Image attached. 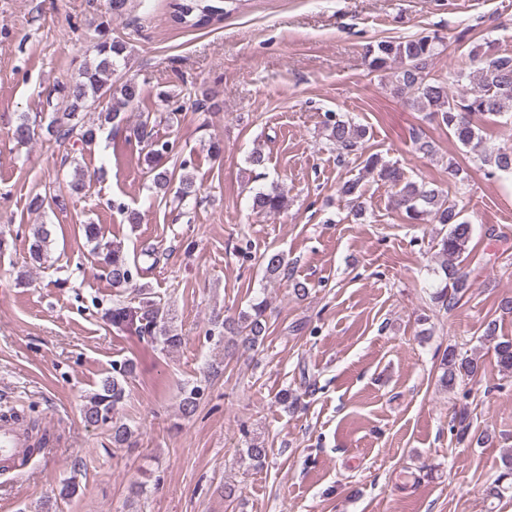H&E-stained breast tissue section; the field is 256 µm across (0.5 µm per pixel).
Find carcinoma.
I'll list each match as a JSON object with an SVG mask.
<instances>
[{
  "mask_svg": "<svg viewBox=\"0 0 512 512\" xmlns=\"http://www.w3.org/2000/svg\"><path fill=\"white\" fill-rule=\"evenodd\" d=\"M171 19L183 28L205 29L224 19V0H173ZM99 38L92 45L95 58L85 62L79 69V80L65 84L60 89L57 111L52 113L47 125L58 137L67 140L76 138L83 145L93 143L98 131L104 125H111L116 132L125 133V141L147 150L146 158L152 187L158 192H167L173 183V173L165 166V159L174 152L175 144L158 139L155 122L148 114L136 124L126 122L125 112L133 107L142 96V88L133 79L115 77L121 62L125 60L126 46L109 37V27L97 29ZM443 40L436 34L421 33L406 40H380L369 44L365 58L373 70H385L400 64L397 75V91L410 96L412 103L421 111H428L437 117L440 124L458 142L473 149L482 148L481 161L487 174H512V149L509 147H482L483 137L476 125L477 118L512 115V55H482L474 52L478 64L476 88L453 94L448 91V80L434 78L428 71L429 63L441 52ZM108 100L103 120L89 124L84 120L88 101ZM328 141L336 147L340 157L359 154L362 158V172L377 177L391 188V202L394 208L405 215L408 223L419 224L428 217L447 227L437 241L443 257L438 271V284L431 300L445 308L454 307L463 294L471 287L469 277L461 271L456 260L468 250L472 237V224L463 218L458 204L449 200L444 191L429 182L418 183L406 177L396 163L383 160L377 153H366L364 148L367 130L364 126L340 117L326 122ZM34 135L33 125L27 114L19 117L13 129V138L24 143ZM199 187L194 177L185 172L178 181L176 197L185 201L197 197ZM351 212L356 217L363 215L361 179L348 180L339 189ZM287 206V197L281 188L271 186L266 191L255 193L252 207L259 213H278ZM88 241L94 243L93 254L100 257V264L107 271L110 283L115 288H126L133 284L132 265L121 244L102 242L97 224L84 225ZM51 230L45 224L33 229L31 253L34 259H41L49 246ZM264 278L276 280L288 275V260L279 251H267L261 256ZM267 302L261 297L254 298L249 307L231 319L224 320V331L234 335L233 344L250 350L261 343L267 327ZM109 320L113 325L146 337L162 350L178 347L182 337L175 333L169 311L152 300H142L138 305L117 302L112 306ZM496 362L501 372L512 374V339L495 343ZM480 370L478 360L468 358L448 347L444 350L438 366V384L452 390L457 383L475 376ZM132 374L127 364L113 368L112 375L104 377L98 390L93 393L83 410L86 424L95 426L112 420L125 401L126 385Z\"/></svg>",
  "mask_w": 512,
  "mask_h": 512,
  "instance_id": "carcinoma-1",
  "label": "carcinoma"
}]
</instances>
